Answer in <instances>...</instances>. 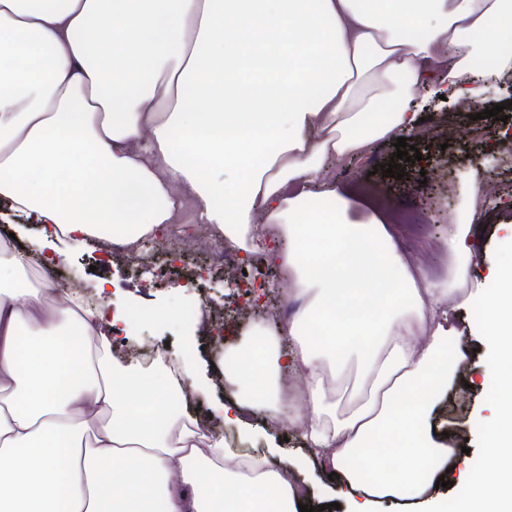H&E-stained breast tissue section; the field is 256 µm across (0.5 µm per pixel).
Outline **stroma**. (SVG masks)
<instances>
[{"mask_svg": "<svg viewBox=\"0 0 512 512\" xmlns=\"http://www.w3.org/2000/svg\"><path fill=\"white\" fill-rule=\"evenodd\" d=\"M509 102H512V89L505 86L490 90L476 106L464 104L443 109L432 105L430 100H422L416 110L425 118L424 128L438 129L439 134L431 138L430 146L432 150L440 151L444 166L423 168L409 164L403 178L383 177L377 173V166L388 165L397 150L392 143L377 142L361 158L329 165L323 177L340 187L352 185L364 194L371 188L387 186L390 203L395 208L422 215L431 208L439 210L441 223L426 219L421 224L402 225L395 240L403 254L416 258L430 278L439 280L447 276L450 266V256L445 247L448 231L465 202L458 174L462 171L477 174L485 199L475 216L476 223L482 226L478 237L481 262L471 268L470 277L483 279L488 267L512 259V251L504 243L502 231L503 225L512 224V159L496 163L485 156L487 143L502 136L507 126L503 121L494 122L482 115L483 110ZM434 184L438 185L439 191L433 206L428 207L422 199ZM48 266L53 270L56 286H63L72 277L80 279L83 295L89 303L97 301L93 289L96 280L106 278L113 283L109 297L111 306L160 312V319L138 322L127 341L158 346L173 360L185 359L197 365L199 377L212 378V386L196 395L194 404L199 408L198 418L214 419L216 406L232 397V388L215 377L223 365L221 343L207 335L201 320H168L162 313L172 308L195 307L207 299L223 302L235 295V287L215 281L204 293L182 281H162L156 279L152 268L131 267L120 253L102 252L93 246L81 250L60 248L59 252L53 253ZM448 351L463 354L466 362L459 366L447 393L437 405L432 421L450 437L466 441L468 446L467 451L456 452V473L451 485L442 491L449 512H456L458 501L464 494L460 474L467 464L484 455L479 430L491 416L488 405L493 394L481 383V371L488 355L486 344L474 336H459L449 341ZM304 410V405L287 404L280 416L274 418L261 409L253 419L254 431L249 438H242L233 428L226 429L225 434L230 440L231 452L238 454H264L268 441H275L282 458L300 464L301 478L311 485V497L316 500L327 494L328 487L317 469L304 462L302 428L290 422L291 416Z\"/></svg>", "mask_w": 512, "mask_h": 512, "instance_id": "35a3bbf8", "label": "stroma"}]
</instances>
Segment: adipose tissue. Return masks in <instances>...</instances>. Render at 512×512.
<instances>
[{
  "instance_id": "ef3b65f1",
  "label": "adipose tissue",
  "mask_w": 512,
  "mask_h": 512,
  "mask_svg": "<svg viewBox=\"0 0 512 512\" xmlns=\"http://www.w3.org/2000/svg\"><path fill=\"white\" fill-rule=\"evenodd\" d=\"M510 34L512 0H0V200L74 249L116 224L128 242L153 236L188 208L246 253L285 240L272 259L293 319L253 322L229 349L237 393L217 415L249 433L300 375L306 457L335 474L345 512H443L432 490L453 450L429 417L458 365L449 339L476 327L498 418L457 512H512V263L469 283L475 175L461 177L444 280L322 177L421 135L408 102L433 84L479 100L512 57L480 76L473 63ZM387 97L398 107L381 110ZM37 264L0 244V512H300L308 497L276 448L225 465L223 439L167 410L166 385L128 409L117 391L133 366L114 363L110 331L87 341L101 309L47 307L49 286L21 284ZM204 471L218 475L207 500Z\"/></svg>"
}]
</instances>
